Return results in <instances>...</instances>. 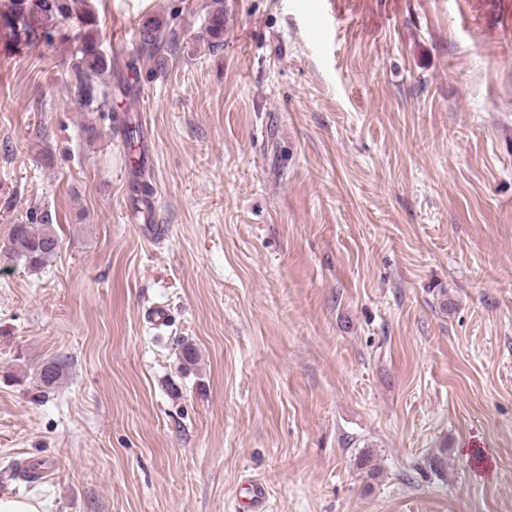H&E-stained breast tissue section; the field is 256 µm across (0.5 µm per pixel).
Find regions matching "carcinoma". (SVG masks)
I'll return each mask as SVG.
<instances>
[{"instance_id":"1","label":"carcinoma","mask_w":512,"mask_h":512,"mask_svg":"<svg viewBox=\"0 0 512 512\" xmlns=\"http://www.w3.org/2000/svg\"><path fill=\"white\" fill-rule=\"evenodd\" d=\"M83 0H3L0 3V41L10 48L36 47L53 37V32L76 20L84 27V39L79 56L71 66V86L83 109L104 107L112 98V70L119 66L107 58L96 38L97 18L79 8ZM210 46L224 45V11L212 13L207 26ZM168 34L158 21L145 23L140 31L143 46L156 48ZM10 252L25 258L32 268L41 267L57 254L60 241L50 225L41 230L29 224L13 226ZM60 364L54 360L43 363L38 371L44 387H53L60 378Z\"/></svg>"}]
</instances>
